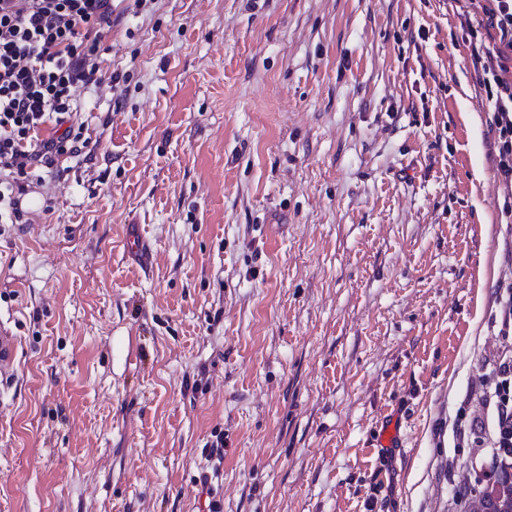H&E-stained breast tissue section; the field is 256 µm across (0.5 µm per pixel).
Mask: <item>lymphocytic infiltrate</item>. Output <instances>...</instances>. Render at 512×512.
Listing matches in <instances>:
<instances>
[{
	"label": "lymphocytic infiltrate",
	"instance_id": "1",
	"mask_svg": "<svg viewBox=\"0 0 512 512\" xmlns=\"http://www.w3.org/2000/svg\"><path fill=\"white\" fill-rule=\"evenodd\" d=\"M484 21L469 26L471 43L495 29L499 44L486 49L480 87L494 112L491 130L497 175L506 194L502 212L512 218V0H487ZM119 18L112 0H0V207L21 223L18 197L33 169L86 147L74 102L102 82L97 62L105 33ZM56 132L39 133L47 122ZM485 449L491 469L512 464V347L503 348L482 374L477 407L462 431Z\"/></svg>",
	"mask_w": 512,
	"mask_h": 512
}]
</instances>
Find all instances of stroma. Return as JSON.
I'll return each instance as SVG.
<instances>
[{"instance_id":"stroma-1","label":"stroma","mask_w":512,"mask_h":512,"mask_svg":"<svg viewBox=\"0 0 512 512\" xmlns=\"http://www.w3.org/2000/svg\"><path fill=\"white\" fill-rule=\"evenodd\" d=\"M130 3L0 223V512H465L512 276L478 0ZM499 314L495 315L494 326H498L497 336L512 335V281L502 285L498 295ZM19 340L12 330L0 324V385L11 382L15 372Z\"/></svg>"}]
</instances>
